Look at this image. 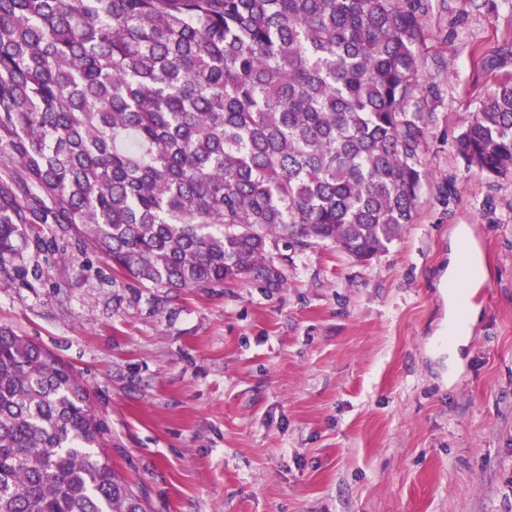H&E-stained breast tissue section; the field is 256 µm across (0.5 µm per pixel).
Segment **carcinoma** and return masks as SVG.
I'll list each match as a JSON object with an SVG mask.
<instances>
[{
	"label": "carcinoma",
	"mask_w": 512,
	"mask_h": 512,
	"mask_svg": "<svg viewBox=\"0 0 512 512\" xmlns=\"http://www.w3.org/2000/svg\"><path fill=\"white\" fill-rule=\"evenodd\" d=\"M427 0H0V272L59 224L145 288L284 285L414 223ZM503 49H478L493 69ZM512 174V78L456 139ZM69 366L0 328V512H147Z\"/></svg>",
	"instance_id": "carcinoma-1"
}]
</instances>
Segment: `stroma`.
<instances>
[{
  "mask_svg": "<svg viewBox=\"0 0 512 512\" xmlns=\"http://www.w3.org/2000/svg\"><path fill=\"white\" fill-rule=\"evenodd\" d=\"M496 3L429 0L417 214L368 261L323 246L280 261L283 287L175 296L115 287L110 261L31 225L0 327L83 380L151 512H512V176L455 150L512 77V0ZM479 46L509 56L485 71ZM462 245L484 277L455 356L441 278Z\"/></svg>",
  "mask_w": 512,
  "mask_h": 512,
  "instance_id": "stroma-1",
  "label": "stroma"
}]
</instances>
